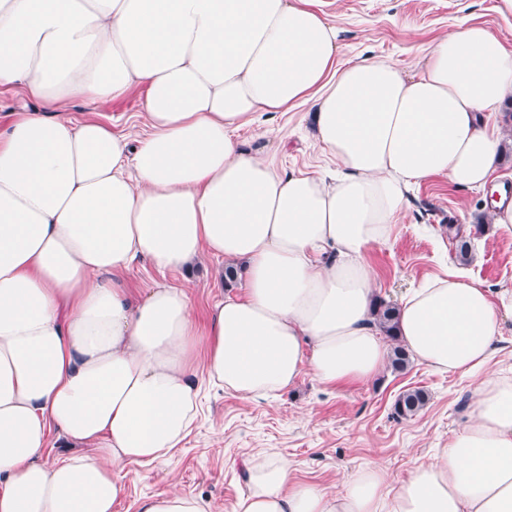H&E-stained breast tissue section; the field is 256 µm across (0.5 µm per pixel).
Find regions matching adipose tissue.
Wrapping results in <instances>:
<instances>
[{
    "instance_id": "obj_1",
    "label": "adipose tissue",
    "mask_w": 512,
    "mask_h": 512,
    "mask_svg": "<svg viewBox=\"0 0 512 512\" xmlns=\"http://www.w3.org/2000/svg\"><path fill=\"white\" fill-rule=\"evenodd\" d=\"M339 53L316 0H0V90L39 104L0 131V512H112L123 466L182 446L202 382L268 399L305 371L339 386L385 367L366 254L412 187L490 185L512 47L463 21L409 70ZM138 85L137 139L66 115ZM300 105L330 172L283 173L239 136ZM205 255L244 265L206 331L182 288L125 286L139 262ZM508 317L511 288L458 272L409 289L398 334L434 371L479 374L470 421L405 477L374 464L336 493L252 456L234 512H512V381L487 369ZM53 434L68 452L45 463Z\"/></svg>"
}]
</instances>
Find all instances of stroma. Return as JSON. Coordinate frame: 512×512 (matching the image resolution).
Wrapping results in <instances>:
<instances>
[{"label": "stroma", "instance_id": "1", "mask_svg": "<svg viewBox=\"0 0 512 512\" xmlns=\"http://www.w3.org/2000/svg\"><path fill=\"white\" fill-rule=\"evenodd\" d=\"M339 29L340 61L366 57L410 64L460 19L484 24L512 43V16L502 17L496 0H319ZM143 88L98 112L113 131L138 137L145 130L139 112ZM306 108L279 112L261 127L239 135L252 149L277 153L284 172L314 171L324 159L307 133ZM482 193L445 179L411 192V206L388 244L371 248L367 260L378 279V295L397 302L407 288L463 267L489 292L512 288V226L481 223ZM473 259L460 264V241ZM223 260L202 258L190 271L165 273V280L189 295L198 323L227 293ZM477 379L434 372L410 363L406 372L384 368L371 381L336 389L302 373L279 398L248 400L206 388L200 417L183 448L165 461L131 466L127 492L114 512H138L140 501L165 491L170 481L202 500L206 512H233L244 488L242 462L263 453L284 458L295 481L341 490L350 475L383 465L392 479L408 474L417 459L437 455L451 431L466 423ZM420 387L429 394L425 408L403 418L394 412L398 394Z\"/></svg>", "mask_w": 512, "mask_h": 512}]
</instances>
